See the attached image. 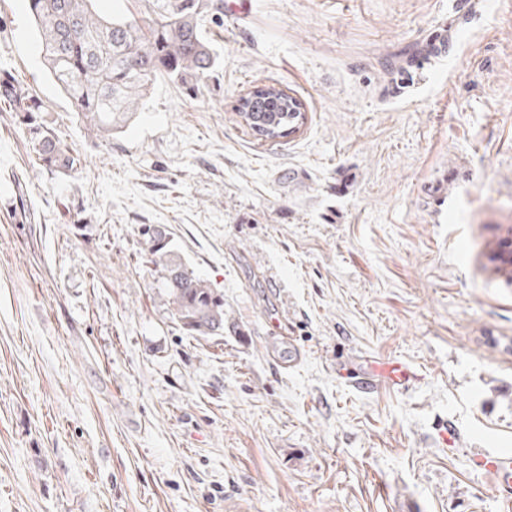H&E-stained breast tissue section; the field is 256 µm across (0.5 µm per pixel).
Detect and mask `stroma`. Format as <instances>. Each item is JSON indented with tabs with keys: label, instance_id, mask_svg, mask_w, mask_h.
I'll list each match as a JSON object with an SVG mask.
<instances>
[{
	"label": "stroma",
	"instance_id": "obj_1",
	"mask_svg": "<svg viewBox=\"0 0 512 512\" xmlns=\"http://www.w3.org/2000/svg\"><path fill=\"white\" fill-rule=\"evenodd\" d=\"M247 2L204 88L100 138L0 0V76L81 156L44 170L0 102V512H512L469 466L512 451V0ZM263 85L295 132L240 119ZM145 224L223 335L173 319ZM354 359L421 378L360 392ZM239 116L262 139L285 137L281 134L304 124L301 102L274 86L256 87L241 100Z\"/></svg>",
	"mask_w": 512,
	"mask_h": 512
}]
</instances>
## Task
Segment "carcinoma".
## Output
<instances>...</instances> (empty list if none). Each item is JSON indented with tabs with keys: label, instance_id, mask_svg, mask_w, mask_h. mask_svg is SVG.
<instances>
[{
	"label": "carcinoma",
	"instance_id": "1",
	"mask_svg": "<svg viewBox=\"0 0 512 512\" xmlns=\"http://www.w3.org/2000/svg\"><path fill=\"white\" fill-rule=\"evenodd\" d=\"M142 10L106 19L91 11L92 0H28L32 23L50 76L89 130L108 137L135 114L158 77L199 88L220 64L205 34L206 23L222 12L219 0H140ZM29 135L38 164L67 170L77 158L67 154L42 120L44 103L10 77L0 79V99ZM239 116L254 134L271 139L304 124L301 102L274 86L257 87L241 100ZM150 250L166 272L172 315L197 336L224 332V293L169 259V240L146 227Z\"/></svg>",
	"mask_w": 512,
	"mask_h": 512
}]
</instances>
